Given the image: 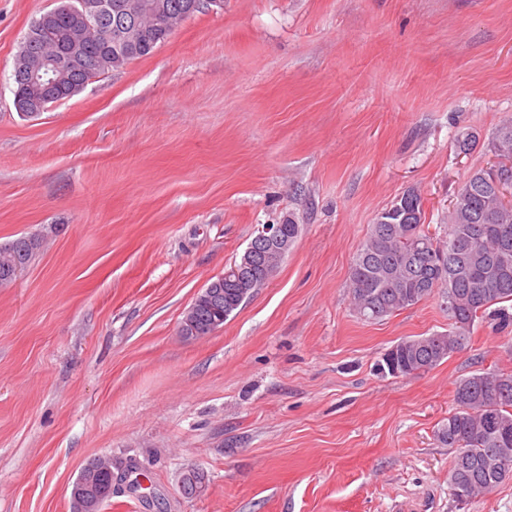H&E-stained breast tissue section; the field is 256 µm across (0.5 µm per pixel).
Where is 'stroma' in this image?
<instances>
[{"label":"stroma","instance_id":"stroma-1","mask_svg":"<svg viewBox=\"0 0 512 512\" xmlns=\"http://www.w3.org/2000/svg\"><path fill=\"white\" fill-rule=\"evenodd\" d=\"M53 6L0 0V243L44 240L0 288V512H71L97 458L133 480L101 512H512V481L458 502L435 436L457 381L512 371V326L476 321L395 377L383 354L447 314L432 298L368 323L348 292L379 212L414 187L437 230L494 162L512 0H222L24 118L14 60ZM291 218L274 277L184 338L196 295Z\"/></svg>","mask_w":512,"mask_h":512}]
</instances>
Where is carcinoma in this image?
Instances as JSON below:
<instances>
[{"mask_svg": "<svg viewBox=\"0 0 512 512\" xmlns=\"http://www.w3.org/2000/svg\"><path fill=\"white\" fill-rule=\"evenodd\" d=\"M143 13L139 24L128 35L127 44L118 48L89 35L81 59L75 62L67 78L52 89L58 103L80 93L87 74L97 78L124 69L136 59L152 54L190 17L193 0H139ZM55 44L61 55H68L75 40L73 17L64 11L47 24L36 17L16 55L13 70L14 98L41 102L42 85L19 78L25 65L29 39ZM492 149L497 165L474 172L457 193L448 211V224L439 236L425 227V204L420 193L407 189L387 210L405 206L404 219L397 224L370 225L357 250L350 271V295L359 317L382 321L396 312L430 298L441 300L448 315L446 333L404 339L388 350L382 369L397 368L402 375L432 370L451 354L464 349L471 340L475 321L492 316L504 324L512 323L507 303H512V204H503L496 196L492 177L512 166V118L496 130ZM41 242L35 236L0 243V287L15 279V268H25L39 252ZM283 259L264 249L251 257L241 278L231 275L210 304L198 305L191 324L200 336L210 334L214 320L229 318L241 303L240 295L267 283L265 269H278ZM455 411L439 426L438 440L455 449L449 473L454 497L464 492L472 500L495 491L505 483L496 470L500 460L512 464V372L474 373L455 386ZM107 463L93 460L86 466L98 472L95 481L78 487V496L93 500L107 483Z\"/></svg>", "mask_w": 512, "mask_h": 512, "instance_id": "obj_1", "label": "carcinoma"}]
</instances>
